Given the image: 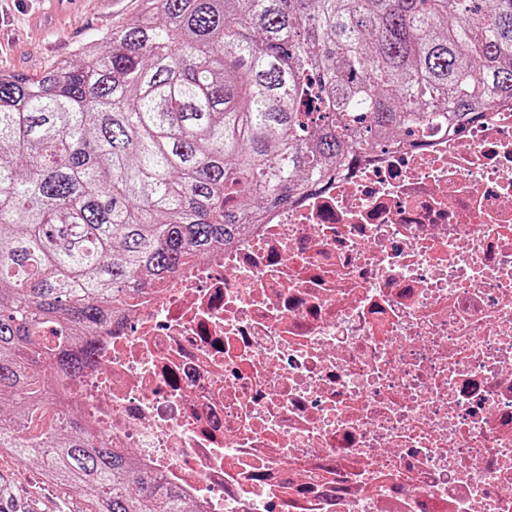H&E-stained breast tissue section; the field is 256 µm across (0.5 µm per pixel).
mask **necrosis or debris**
Returning <instances> with one entry per match:
<instances>
[{
  "instance_id": "4bbe7bcc",
  "label": "necrosis or debris",
  "mask_w": 512,
  "mask_h": 512,
  "mask_svg": "<svg viewBox=\"0 0 512 512\" xmlns=\"http://www.w3.org/2000/svg\"><path fill=\"white\" fill-rule=\"evenodd\" d=\"M64 377L200 512H512V99L356 152Z\"/></svg>"
}]
</instances>
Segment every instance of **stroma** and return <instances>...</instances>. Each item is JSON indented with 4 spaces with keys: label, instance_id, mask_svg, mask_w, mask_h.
Segmentation results:
<instances>
[{
    "label": "stroma",
    "instance_id": "35a3bbf8",
    "mask_svg": "<svg viewBox=\"0 0 512 512\" xmlns=\"http://www.w3.org/2000/svg\"><path fill=\"white\" fill-rule=\"evenodd\" d=\"M141 0H0V70L33 74L137 19ZM76 493L43 485L31 461L0 456V512H88Z\"/></svg>",
    "mask_w": 512,
    "mask_h": 512
}]
</instances>
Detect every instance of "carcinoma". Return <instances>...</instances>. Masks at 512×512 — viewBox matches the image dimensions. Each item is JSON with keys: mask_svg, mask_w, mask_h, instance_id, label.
I'll return each instance as SVG.
<instances>
[{"mask_svg": "<svg viewBox=\"0 0 512 512\" xmlns=\"http://www.w3.org/2000/svg\"><path fill=\"white\" fill-rule=\"evenodd\" d=\"M143 2L77 64L0 72V453L90 512H197L52 372L350 153L512 97V0Z\"/></svg>", "mask_w": 512, "mask_h": 512, "instance_id": "cac0c4a2", "label": "carcinoma"}]
</instances>
